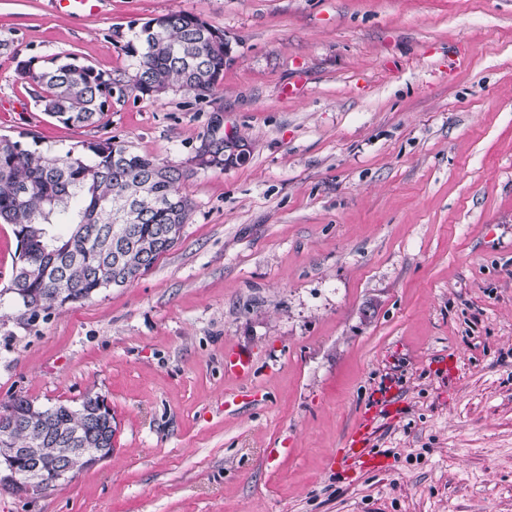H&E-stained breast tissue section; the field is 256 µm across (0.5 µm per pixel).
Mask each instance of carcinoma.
Returning <instances> with one entry per match:
<instances>
[{
    "instance_id": "carcinoma-1",
    "label": "carcinoma",
    "mask_w": 512,
    "mask_h": 512,
    "mask_svg": "<svg viewBox=\"0 0 512 512\" xmlns=\"http://www.w3.org/2000/svg\"><path fill=\"white\" fill-rule=\"evenodd\" d=\"M135 74L124 83L66 55L38 65L17 61L20 79L35 83L32 97L41 111L66 125L101 122L112 97L129 93L158 98L170 91L207 96L223 79V32L201 17L174 11L145 22L137 44H128ZM201 169L235 165L224 155L222 138L210 134L196 151ZM190 171L165 164L112 139L88 142L76 151H41L0 137V224H9L20 244L11 287L18 303L15 320L29 325L53 310L121 286L147 271L171 250L192 210L180 192ZM96 397L79 407H44L14 399L18 415L11 429L16 448H38L40 467L52 474L56 462L73 457L72 472L95 466L112 448V412L88 414ZM0 487L40 495L23 474Z\"/></svg>"
}]
</instances>
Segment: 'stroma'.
I'll return each instance as SVG.
<instances>
[{
  "label": "stroma",
  "instance_id": "stroma-1",
  "mask_svg": "<svg viewBox=\"0 0 512 512\" xmlns=\"http://www.w3.org/2000/svg\"><path fill=\"white\" fill-rule=\"evenodd\" d=\"M179 10L230 47L206 99L130 94L69 127L17 76L71 54L130 80L127 44ZM214 129L248 160L194 168ZM1 135L116 138L190 168L193 210L148 271L30 325L0 224V406L91 392L114 430L0 512H512V0H0ZM384 383L382 467L332 468Z\"/></svg>",
  "mask_w": 512,
  "mask_h": 512
}]
</instances>
